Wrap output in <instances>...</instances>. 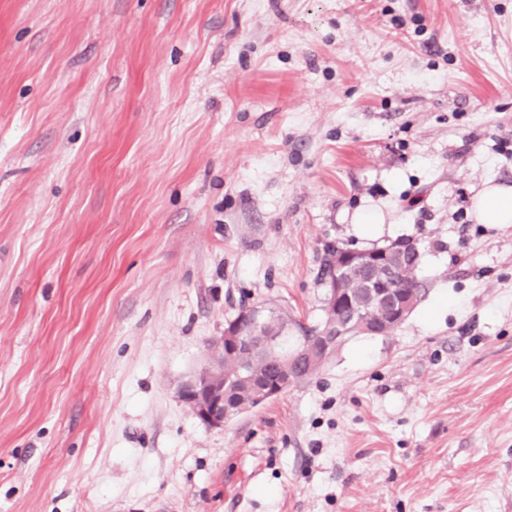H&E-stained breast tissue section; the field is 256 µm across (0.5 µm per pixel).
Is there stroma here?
Wrapping results in <instances>:
<instances>
[{
	"instance_id": "1",
	"label": "stroma",
	"mask_w": 512,
	"mask_h": 512,
	"mask_svg": "<svg viewBox=\"0 0 512 512\" xmlns=\"http://www.w3.org/2000/svg\"><path fill=\"white\" fill-rule=\"evenodd\" d=\"M512 0H0V512H512ZM378 207L428 296L223 427L248 305ZM472 212L479 224H512V186L486 181L473 198ZM264 309L258 306L246 307L231 321L224 325V336L218 340L222 349H237L247 344V337L243 332L246 328L259 331L264 326Z\"/></svg>"
}]
</instances>
